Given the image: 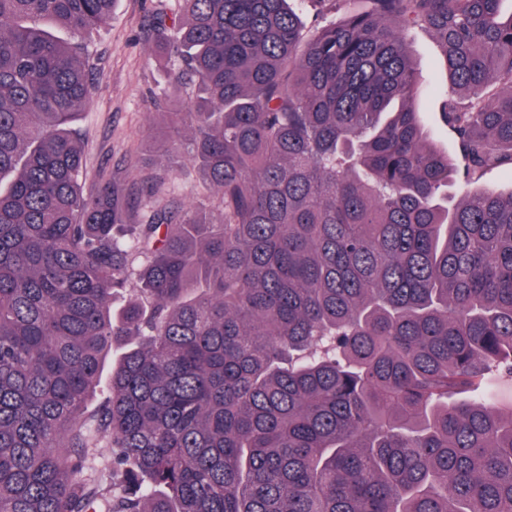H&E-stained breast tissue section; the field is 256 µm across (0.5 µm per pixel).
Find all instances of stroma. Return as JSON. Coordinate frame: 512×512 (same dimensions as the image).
I'll return each instance as SVG.
<instances>
[{"instance_id":"1","label":"stroma","mask_w":512,"mask_h":512,"mask_svg":"<svg viewBox=\"0 0 512 512\" xmlns=\"http://www.w3.org/2000/svg\"><path fill=\"white\" fill-rule=\"evenodd\" d=\"M174 4L175 0H118L111 17L87 35L94 63L92 94L77 122L76 138L84 150L88 177L105 170L146 184L152 176H167L175 192L161 197V204L197 207L218 221L223 217L220 198L192 164L183 163L169 173L159 164L138 163L160 128L154 101L171 97L174 91L168 78L171 65L156 55L150 20L154 12ZM407 43L418 86L414 107L433 145L452 152L454 136L442 118L447 74L439 49L424 27L410 29Z\"/></svg>"}]
</instances>
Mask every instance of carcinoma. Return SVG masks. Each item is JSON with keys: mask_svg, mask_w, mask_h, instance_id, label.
<instances>
[{"mask_svg": "<svg viewBox=\"0 0 512 512\" xmlns=\"http://www.w3.org/2000/svg\"><path fill=\"white\" fill-rule=\"evenodd\" d=\"M115 2L0 0V512H512V194L442 196L512 169L503 0H313L353 5L315 31L305 0L155 12L192 88L152 153L218 223L84 191L83 37ZM416 26L458 164L412 106Z\"/></svg>", "mask_w": 512, "mask_h": 512, "instance_id": "1", "label": "carcinoma"}]
</instances>
